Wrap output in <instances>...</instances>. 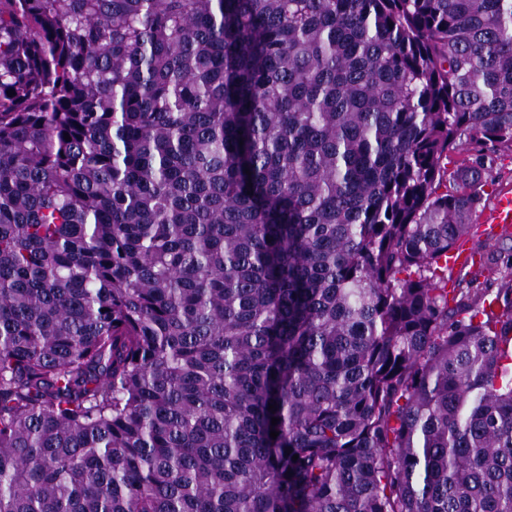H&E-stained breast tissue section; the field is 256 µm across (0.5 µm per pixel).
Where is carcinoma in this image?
<instances>
[{"instance_id":"obj_1","label":"carcinoma","mask_w":512,"mask_h":512,"mask_svg":"<svg viewBox=\"0 0 512 512\" xmlns=\"http://www.w3.org/2000/svg\"><path fill=\"white\" fill-rule=\"evenodd\" d=\"M505 147L512 0H0V512H512ZM482 184L481 190L484 194L486 206L482 212L477 214L474 221V230L468 237V246L479 255L494 253L496 257H501L499 264L506 266V264L509 265L511 263L512 231L508 236H500L490 241L483 234L482 221L484 220L485 224L489 225L488 231L491 236L511 230L512 151L510 148H502L496 153L488 155L485 159V172ZM504 190L511 193L503 192L496 194ZM487 211L488 213L485 217Z\"/></svg>"}]
</instances>
